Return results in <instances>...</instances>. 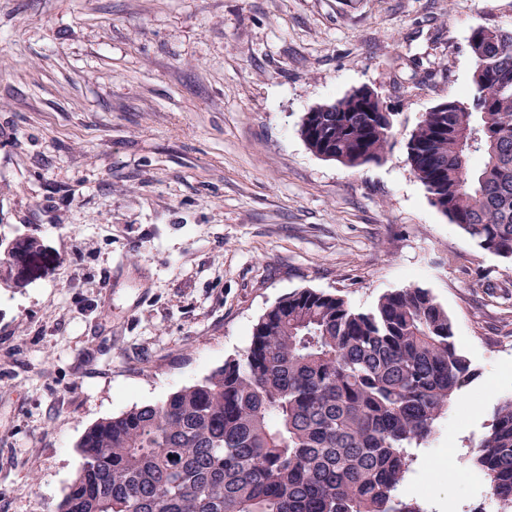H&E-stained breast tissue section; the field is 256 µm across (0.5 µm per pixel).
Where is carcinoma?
Wrapping results in <instances>:
<instances>
[{"label":"carcinoma","instance_id":"cac0c4a2","mask_svg":"<svg viewBox=\"0 0 512 512\" xmlns=\"http://www.w3.org/2000/svg\"><path fill=\"white\" fill-rule=\"evenodd\" d=\"M469 90L422 115L407 143L431 203L512 261V31L473 36ZM316 155L358 168L392 147L391 113L353 94L312 107ZM475 379L448 311L426 288L370 310L303 289L253 326L250 346L155 404L91 425L57 512H420L402 488ZM472 463L512 508V397Z\"/></svg>","mask_w":512,"mask_h":512}]
</instances>
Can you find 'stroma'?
Here are the masks:
<instances>
[{"mask_svg":"<svg viewBox=\"0 0 512 512\" xmlns=\"http://www.w3.org/2000/svg\"><path fill=\"white\" fill-rule=\"evenodd\" d=\"M486 25L512 31V0H0V512H54L87 428L241 355L288 294L367 310L410 285L476 371L432 443L463 431L452 512H491L470 458L512 395L481 392L512 365V263L407 150ZM361 87L394 145L351 169L300 125Z\"/></svg>","mask_w":512,"mask_h":512,"instance_id":"1","label":"stroma"}]
</instances>
